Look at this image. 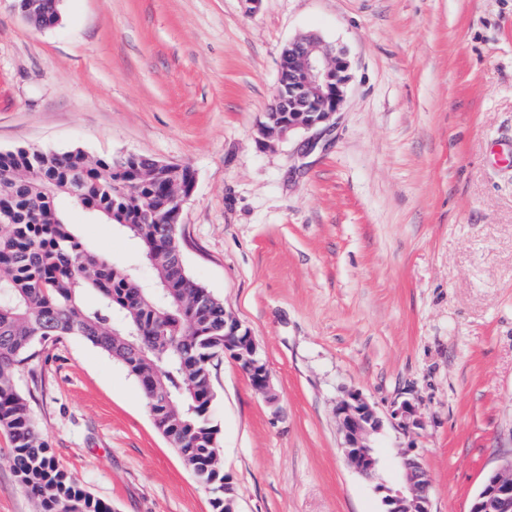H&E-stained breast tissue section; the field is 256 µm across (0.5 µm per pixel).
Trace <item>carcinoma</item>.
Listing matches in <instances>:
<instances>
[{
    "mask_svg": "<svg viewBox=\"0 0 512 512\" xmlns=\"http://www.w3.org/2000/svg\"><path fill=\"white\" fill-rule=\"evenodd\" d=\"M136 162L80 149L0 152V430L12 469L38 512H112L62 470L15 377L65 336H81L123 365L149 398L155 426L185 465L216 493L224 512L218 429L207 418L214 387L210 360L224 347V301L189 275L170 213L142 211L175 182L145 181L123 195ZM63 197L132 240L155 270L153 284L93 251L66 221ZM88 292L97 295L93 306Z\"/></svg>",
    "mask_w": 512,
    "mask_h": 512,
    "instance_id": "obj_1",
    "label": "carcinoma"
}]
</instances>
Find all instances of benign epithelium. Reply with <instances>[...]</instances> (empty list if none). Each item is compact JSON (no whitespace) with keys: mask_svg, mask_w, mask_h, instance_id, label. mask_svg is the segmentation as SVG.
<instances>
[{"mask_svg":"<svg viewBox=\"0 0 512 512\" xmlns=\"http://www.w3.org/2000/svg\"><path fill=\"white\" fill-rule=\"evenodd\" d=\"M62 0H17L21 14L39 28L59 21ZM351 81V62L347 52L335 48L315 34L296 38L283 50L278 83L269 111L276 113L263 123V140H282L295 134H308L326 126L344 104ZM183 165L154 158L144 171L160 178ZM196 179L181 186L173 196L163 199L171 210L169 223L177 224L183 204L190 197ZM224 354L234 358L246 372L252 386L260 392L270 388L269 372L251 331L235 316L224 314ZM406 429L421 425L413 406L405 401L392 412ZM336 418L343 436V451L350 467L369 478L378 459L372 446L382 421L359 392H351L336 404ZM385 512H433L431 482L419 458L402 454L399 482L383 488ZM469 512H512V458L486 476L474 497Z\"/></svg>","mask_w":512,"mask_h":512,"instance_id":"benign-epithelium-1","label":"benign epithelium"}]
</instances>
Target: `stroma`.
I'll list each match as a JSON object with an SVG mask.
<instances>
[{
    "instance_id": "obj_1",
    "label": "stroma",
    "mask_w": 512,
    "mask_h": 512,
    "mask_svg": "<svg viewBox=\"0 0 512 512\" xmlns=\"http://www.w3.org/2000/svg\"><path fill=\"white\" fill-rule=\"evenodd\" d=\"M345 48L341 112L260 144L283 47ZM137 153L190 166L185 267L255 336L273 395L211 366L236 512H384L417 455L434 512H469L512 457V0H63L38 28L0 0V151ZM82 240L136 245L69 200ZM58 465L115 512H212L137 380L78 336L21 370ZM382 420L373 478L343 456L336 404ZM412 403L422 426L391 413ZM0 431V512H37Z\"/></svg>"
}]
</instances>
